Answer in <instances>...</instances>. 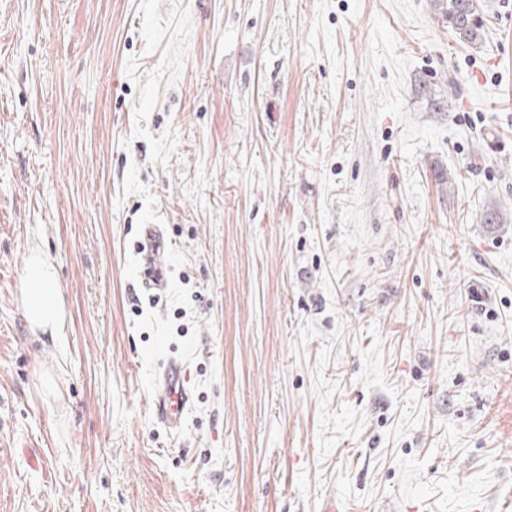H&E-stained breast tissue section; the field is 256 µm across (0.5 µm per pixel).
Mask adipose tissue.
<instances>
[{
  "mask_svg": "<svg viewBox=\"0 0 512 512\" xmlns=\"http://www.w3.org/2000/svg\"><path fill=\"white\" fill-rule=\"evenodd\" d=\"M22 282V304L31 328L52 334L62 332L63 309L55 266L34 255L24 268Z\"/></svg>",
  "mask_w": 512,
  "mask_h": 512,
  "instance_id": "obj_1",
  "label": "adipose tissue"
}]
</instances>
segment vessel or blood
Returning a JSON list of instances; mask_svg holds the SVG:
<instances>
[{
    "instance_id": "obj_1",
    "label": "vessel or blood",
    "mask_w": 512,
    "mask_h": 512,
    "mask_svg": "<svg viewBox=\"0 0 512 512\" xmlns=\"http://www.w3.org/2000/svg\"><path fill=\"white\" fill-rule=\"evenodd\" d=\"M140 252L149 270L145 287H162L159 265L163 256V240L157 229L146 228ZM159 379L158 387L149 397L151 416L171 433H180L184 425V415L192 401L187 363L180 358H169L161 368Z\"/></svg>"
}]
</instances>
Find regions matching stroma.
<instances>
[{
    "label": "stroma",
    "mask_w": 512,
    "mask_h": 512,
    "mask_svg": "<svg viewBox=\"0 0 512 512\" xmlns=\"http://www.w3.org/2000/svg\"><path fill=\"white\" fill-rule=\"evenodd\" d=\"M478 4L472 47L433 0H0V512H512V0ZM140 253L145 265L149 270L144 285L147 288H162L163 280L160 274L159 265L163 256V240L159 231L154 227L145 230L144 240L141 242ZM23 309L31 328L49 331L50 339L63 331V309L56 267L33 255L24 268ZM159 385L149 397L152 419L163 424L171 433L179 434L184 415L192 401L190 373L181 358H169L159 374Z\"/></svg>",
    "instance_id": "stroma-1"
}]
</instances>
